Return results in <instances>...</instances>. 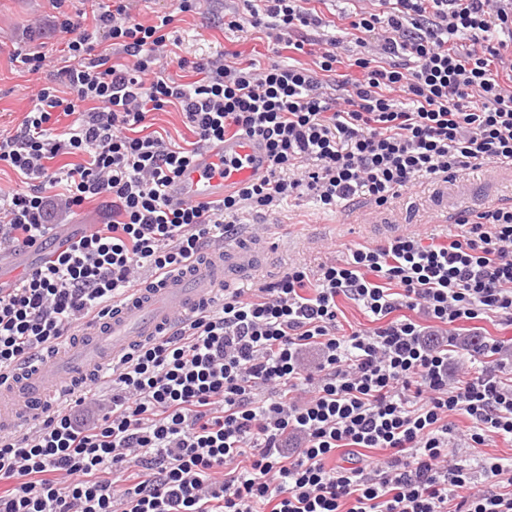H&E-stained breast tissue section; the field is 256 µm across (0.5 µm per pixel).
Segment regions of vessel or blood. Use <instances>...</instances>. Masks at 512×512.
Listing matches in <instances>:
<instances>
[{
  "label": "vessel or blood",
  "instance_id": "b4317fda",
  "mask_svg": "<svg viewBox=\"0 0 512 512\" xmlns=\"http://www.w3.org/2000/svg\"><path fill=\"white\" fill-rule=\"evenodd\" d=\"M265 167L266 153L260 141L228 137L202 149L174 181L170 193L184 201H213L223 198L229 188L255 180ZM261 263L259 246L227 242L211 248L196 270L134 291L118 312L82 328L78 339L56 360L34 364L10 386L0 387V433L31 424L45 402L66 390L71 381L116 363L131 346L159 335L217 288L235 287Z\"/></svg>",
  "mask_w": 512,
  "mask_h": 512
}]
</instances>
